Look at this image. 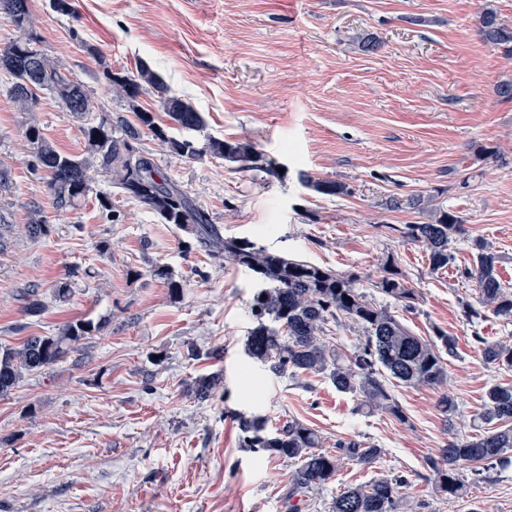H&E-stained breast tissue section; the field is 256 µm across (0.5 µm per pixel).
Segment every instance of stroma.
<instances>
[{
    "instance_id": "35a3bbf8",
    "label": "stroma",
    "mask_w": 512,
    "mask_h": 512,
    "mask_svg": "<svg viewBox=\"0 0 512 512\" xmlns=\"http://www.w3.org/2000/svg\"><path fill=\"white\" fill-rule=\"evenodd\" d=\"M512 24V0H72L74 14L31 0L38 47L60 60L106 112H126L105 68L133 74L147 62L205 119L197 140L252 142L277 173L236 170L221 159L180 161L144 132L135 146L204 208L224 235L355 274L360 289L417 335L455 341L441 389L393 386L399 415L365 414L324 375L293 378L252 364L246 341L256 279L212 257L192 237L97 177L94 195L54 207L24 137L36 124L62 152L84 150L81 120L49 91L19 111L0 72V344L51 335L89 320L100 327L52 368L0 397V512H328L349 486L403 476L415 512H512V462L466 464L465 489H435L427 462L449 437L465 441L485 390L512 383L486 362L477 338L512 343V321L469 319L476 287L462 272L480 245L512 285V58L480 37L486 4ZM379 42L366 53L364 36ZM345 183L322 195L301 175ZM110 199L102 208L99 195ZM436 195L462 218L452 259L432 269L400 229L418 221L389 197ZM48 233L30 239L32 210ZM108 253H101L102 244ZM392 263L417 294L414 310L372 283ZM169 266L184 289L171 298L152 266ZM71 279L70 300L54 285ZM46 304L25 315L22 294ZM220 358H212V350ZM223 378L209 399L196 377ZM457 404L454 430L437 408ZM268 429L301 421L326 449L375 445L374 464L345 462L333 483L290 497L293 464L247 444L240 416Z\"/></svg>"
}]
</instances>
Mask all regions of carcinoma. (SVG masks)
Wrapping results in <instances>:
<instances>
[{
  "instance_id": "cac0c4a2",
  "label": "carcinoma",
  "mask_w": 512,
  "mask_h": 512,
  "mask_svg": "<svg viewBox=\"0 0 512 512\" xmlns=\"http://www.w3.org/2000/svg\"><path fill=\"white\" fill-rule=\"evenodd\" d=\"M0 13L9 15L22 31V36L0 47V70L13 78L11 96L20 109L27 110L36 98V90L24 84L22 65L28 50L36 49L37 45L36 37L29 31V0H0ZM478 23L482 39L511 57L512 25L504 22L490 4L481 12ZM38 67L45 90L59 99L72 115L81 117L95 111L90 96L80 83L68 77L62 62L40 50ZM107 76L112 94L127 100L138 123L133 124L118 114L104 115L85 124L82 127L85 151L80 156L58 150L36 125L25 130L37 167L47 173L46 190L58 210L75 207L93 191V171L109 172L113 184L152 210L164 223L173 224L193 236L211 256L248 270L265 288L256 294L252 304L257 326L247 338V355L276 374H325L336 390L356 396L359 408L369 414H399L387 384L389 377L412 387L438 388L444 384L447 379L444 356L451 353L454 346L448 335L439 330L430 339L414 335L388 309L377 305L360 290L355 275H342L309 261L258 247L248 240L239 245L237 239L225 237L211 222L208 212L178 183L164 175L152 158L138 152L134 146L145 127L166 143L177 160L210 157L235 163L238 169L246 171L261 167L262 161L250 142L209 136L200 144L187 137L168 135L164 128L155 125L152 113L139 109L137 98L142 91L154 92L172 129L197 131L205 126V118L189 102L171 95L164 76L145 62L139 63L132 76L110 70ZM301 180L323 195L347 192L346 186L339 182L313 179L305 174L301 175ZM386 207L421 214L424 221L404 225V236L422 244L433 268L448 265L451 260L448 246L453 236L461 231L460 217L437 205L434 195L392 197ZM27 228L33 239L48 233L45 220L36 210ZM497 262L498 256L482 246L474 267L462 273L476 284L475 303L467 304L465 310L471 318L488 313L506 320L512 318V289L500 281ZM149 273L166 281L172 296L180 295L183 285L174 279L167 266L155 265ZM373 287L404 303L405 309H413L415 291L397 271L384 269ZM43 310L38 291L27 293L24 313L33 317L41 315ZM332 323H349L361 328L365 333L364 344L349 355L343 353L325 339L327 326ZM95 330L93 322L78 320L51 336H29L17 346H0V396L13 390L25 375L66 358L75 350L76 343ZM476 342L487 362L512 369V345L490 344L480 337ZM218 380L216 374L199 376L193 381V391L199 399L205 400L211 396ZM437 408L448 423V429H453L454 399L442 393ZM240 426L244 432L252 433L251 445L296 464L291 474L293 496L330 484L346 460L367 465L380 455L376 446L354 440L338 441L336 450L326 451L319 434L297 420L274 433L267 432L266 421L260 416L242 417ZM477 427L481 432L470 440L450 437L439 449L438 457L428 461L436 489L450 497L463 492L462 463L500 462L512 451V384H494L485 391ZM403 484L400 476H384L366 485L348 487L336 494L328 512H399L408 507L402 495Z\"/></svg>"
}]
</instances>
